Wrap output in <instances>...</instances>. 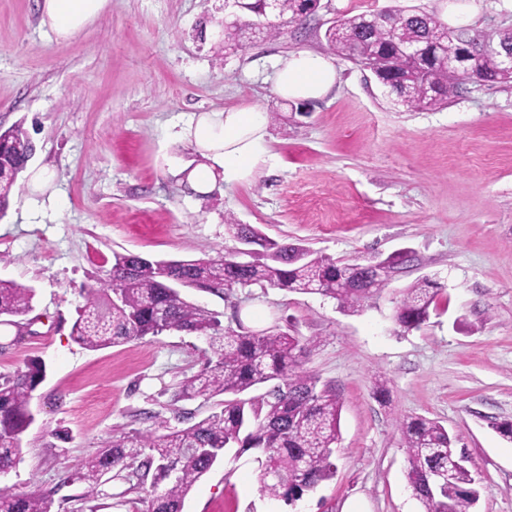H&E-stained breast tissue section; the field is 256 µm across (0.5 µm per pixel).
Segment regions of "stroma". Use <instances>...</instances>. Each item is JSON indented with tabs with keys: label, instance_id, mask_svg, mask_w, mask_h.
Returning <instances> with one entry per match:
<instances>
[{
	"label": "stroma",
	"instance_id": "35a3bbf8",
	"mask_svg": "<svg viewBox=\"0 0 512 512\" xmlns=\"http://www.w3.org/2000/svg\"><path fill=\"white\" fill-rule=\"evenodd\" d=\"M394 7L449 27H512V0H319L301 24L229 50L210 36L224 0H110L67 41L41 28L37 0H0V130L22 124L36 145L0 219V277L35 288L40 317L25 335L0 324V376L31 359L46 368L22 460L0 483L52 493L55 512H147L145 493L109 476L87 502L76 475L111 436L220 411L219 395L176 397L212 352L175 331L91 351L72 324L114 254L215 256L236 246L232 220L344 263L404 249L412 260L355 313L268 286L182 289L224 327L313 340L303 368L343 404L332 480L289 506L262 493L252 455L228 456L184 512H343L351 500L366 512H425L398 430L415 416L456 436L481 480L475 512H512V442L494 428L512 421V83L467 84L433 110L394 107L325 36L342 16ZM303 49L335 58L336 84L317 100L280 98V63ZM244 104L267 115L264 163L247 181L193 190L191 175L218 164L188 124ZM424 277L441 289L436 309L402 331L400 292Z\"/></svg>",
	"mask_w": 512,
	"mask_h": 512
}]
</instances>
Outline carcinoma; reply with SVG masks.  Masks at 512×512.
I'll return each instance as SVG.
<instances>
[{
  "instance_id": "1",
  "label": "carcinoma",
  "mask_w": 512,
  "mask_h": 512,
  "mask_svg": "<svg viewBox=\"0 0 512 512\" xmlns=\"http://www.w3.org/2000/svg\"><path fill=\"white\" fill-rule=\"evenodd\" d=\"M304 0H285L281 15L263 26L273 37L284 26L302 19ZM383 25L359 30L360 15L344 16L328 32L336 55L357 64L388 57L392 68L377 75L394 99L408 110L427 109L448 102L478 75H496V56L490 52L473 60L470 68L450 78L442 72L445 56L460 48L465 36L453 33L445 46L428 58L434 88L426 90L408 78L411 68L398 56L399 35L408 28L425 38L437 23L416 8L385 13ZM248 25L229 28L226 45L243 47ZM0 218L10 193L34 151L20 125L0 133ZM228 233L254 247L240 264L237 252L193 260H152L137 254H117L95 296L79 310L72 338L84 349L98 350L165 331L194 333L208 340L214 358L179 385L177 398L224 396L221 411L184 428L166 433L120 434L85 460L77 479L86 485L84 498L93 499L104 476L114 470L133 471L132 488L151 497L150 512H183L192 489L228 454L252 453L257 480L268 497L293 505L321 483L333 478L332 461L340 440L342 404L336 393L318 386V379L302 368L314 341L282 331L226 329L208 310L182 298L179 288H202L216 293L267 284L289 292L321 294L354 312L384 290L388 276L360 264L342 272L355 288L336 287V262L298 244L289 254L286 244L267 238L248 224H227ZM439 295L436 283L418 280L401 292L394 321L406 332L418 330L429 318ZM34 290L0 279V317H25L34 312ZM45 378V365L32 361L25 369L0 378V474L22 459L21 440L33 417V393ZM271 384L263 394L250 395ZM407 455L408 482L425 512H474L481 496L476 474L455 448L456 437L440 422L410 417L399 424ZM0 512H54L53 494L33 490L19 494L0 485Z\"/></svg>"
}]
</instances>
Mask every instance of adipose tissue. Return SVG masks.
I'll use <instances>...</instances> for the list:
<instances>
[{"mask_svg": "<svg viewBox=\"0 0 512 512\" xmlns=\"http://www.w3.org/2000/svg\"><path fill=\"white\" fill-rule=\"evenodd\" d=\"M109 0H40V25L57 38H71L105 14ZM336 83L332 59L306 51L290 54L274 81L275 93L284 99H319ZM266 115L254 106L212 114L190 129L196 144L216 151L225 182L247 180L263 160Z\"/></svg>", "mask_w": 512, "mask_h": 512, "instance_id": "ef3b65f1", "label": "adipose tissue"}]
</instances>
